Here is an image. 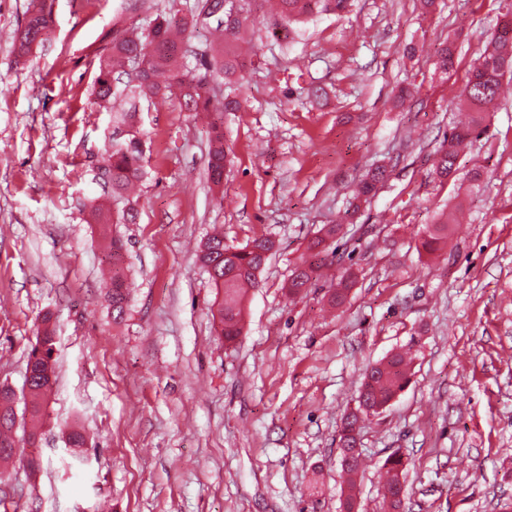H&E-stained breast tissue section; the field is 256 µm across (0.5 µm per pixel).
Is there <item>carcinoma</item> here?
Listing matches in <instances>:
<instances>
[{
  "label": "carcinoma",
  "mask_w": 512,
  "mask_h": 512,
  "mask_svg": "<svg viewBox=\"0 0 512 512\" xmlns=\"http://www.w3.org/2000/svg\"><path fill=\"white\" fill-rule=\"evenodd\" d=\"M278 11L288 21H299L313 12H342L349 0H277ZM208 12L215 20L213 32L222 41L215 47L194 50L189 45L190 30L198 25L200 13ZM53 28V14L48 0H31L26 21L16 36L17 50L21 56L28 55L33 47L48 40ZM246 29L245 0H213L210 7L201 6L199 11L186 16L162 12L148 22L140 32H131L112 41L107 54L99 58V73L95 81L94 100L100 106L112 104L124 96L130 87L121 82L127 67L135 70L133 95L152 98L162 91L174 88L180 92L185 108L190 112H204L210 118V148L208 171L211 182L222 183L227 153L224 148V124L220 114L236 112L241 102L238 95L228 94L220 102L211 94L214 77L224 75L228 83L243 85L246 76L247 55L239 50ZM456 48L448 42L437 50L435 71L448 75L455 64ZM192 57L193 67L185 60ZM168 74L169 83L162 87L156 81L158 73ZM512 76V13L504 14L497 22L493 33L483 44L477 62L457 95L459 109L469 114V121L454 126L443 138L435 151L434 174L444 181L454 179L459 172L458 159L461 151L483 132L486 113L499 99L502 82ZM136 106L116 113V123L126 128V137L112 140L99 161L100 179L112 189V199L93 202L91 213L99 224H109L115 219L120 224H134L137 211L124 207L126 194L144 175L143 142L135 129ZM387 172L383 167L369 171L353 191L358 203L369 202L378 186L384 182ZM451 216L442 211L434 222L426 227V238L422 242L425 251L433 253L448 240V224ZM340 228L332 224L324 233L310 242L307 256L292 270L288 280V295L298 296L312 285L319 271L328 262L330 240L336 238ZM275 248L269 238H255L242 248L228 246L224 235L209 236L200 248L199 261L212 272L211 281L216 294L212 304V316L216 335L224 342L233 343L242 335L245 299L248 290L255 287L257 278ZM105 298L112 309V321L120 323L126 314L127 295L123 281L117 272H112ZM51 317L42 319L36 341L28 352L25 381L21 395L3 385L0 387V465L6 466L19 459L35 472L42 468L40 457L27 449L36 448L42 441L44 427V404L56 383L55 336L50 324ZM410 358L408 353H394L370 365L364 373L357 408L344 416L339 442L350 448L360 442L361 417L368 415L365 407L380 410L390 405L409 383ZM22 399L24 409L17 414L15 404ZM90 437L78 426L66 432V451L72 463L83 460ZM408 463L403 456H390L384 462L386 479L379 489L382 508H387L386 492L398 485H407ZM362 469L358 460L342 466L347 475V487L342 491L341 512H359L357 476Z\"/></svg>",
  "instance_id": "carcinoma-1"
}]
</instances>
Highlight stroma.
Segmentation results:
<instances>
[{
    "label": "stroma",
    "mask_w": 512,
    "mask_h": 512,
    "mask_svg": "<svg viewBox=\"0 0 512 512\" xmlns=\"http://www.w3.org/2000/svg\"><path fill=\"white\" fill-rule=\"evenodd\" d=\"M29 3L0 0V385L21 390L47 313L58 378L44 465L6 475L0 512H340L341 417L365 367L408 346L406 390L363 421L361 512H382L380 468L396 451L410 462V512H512V93L460 157L461 177L432 174L455 96L512 0H352L299 24L248 0L256 49L241 108L224 115L222 186L208 177L207 123L174 97L138 101L139 219L104 229L90 217L107 194L95 173L128 103L94 104L99 56L150 8L184 15L195 0H52L53 39L22 58ZM448 39L443 80L433 62ZM378 166L387 180L352 209ZM457 206L447 245L419 251L435 213ZM327 224L343 227L331 277L354 274L336 307L331 278L294 299L285 288ZM216 225L233 246L275 243L230 345L195 259ZM110 236L126 244L119 324L101 280ZM73 424L94 442L75 477Z\"/></svg>",
    "instance_id": "35a3bbf8"
}]
</instances>
